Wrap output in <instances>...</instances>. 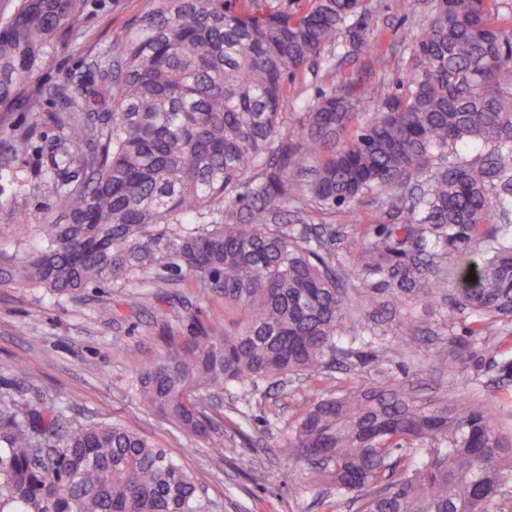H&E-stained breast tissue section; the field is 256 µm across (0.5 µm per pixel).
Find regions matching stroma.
Segmentation results:
<instances>
[{
  "label": "stroma",
  "mask_w": 512,
  "mask_h": 512,
  "mask_svg": "<svg viewBox=\"0 0 512 512\" xmlns=\"http://www.w3.org/2000/svg\"><path fill=\"white\" fill-rule=\"evenodd\" d=\"M158 5V0H86L79 31L60 36L53 66L23 77L12 106L0 107V156L8 152L10 135L17 129L35 128L39 142L55 138L57 129L49 116L56 104L50 88L84 71L87 54L111 46ZM427 19L426 0H366L365 37L384 45L386 60L371 64L368 51L353 55L346 43H339L328 61L301 71L289 83L282 112L303 111L318 91L344 78L361 82L377 100L397 92L409 47ZM12 165L36 186L17 198L11 186L0 181V253L4 255L15 251L13 210L26 211L37 223L53 202L47 185L36 180L40 169L36 151L15 157ZM127 292L140 294L139 307L119 304V297ZM110 298L117 305L111 320L104 323L95 309ZM412 313L429 326V337L416 357L389 353L393 379L418 385L425 394L451 382L464 393L478 388L503 397L512 392V372L502 371L489 359L480 375L460 370L449 360L447 339L442 329L431 325L424 306H415ZM223 315L222 296L204 293L188 282L167 287L150 278L115 282L61 301L35 288L0 286V392H37L64 409L67 419L110 421L146 436L195 477L213 504L212 512H324L314 501L307 463L287 446L290 407L321 391L364 381V367L345 364L318 383L292 378L273 387L260 385L240 432H228L220 447L184 436L132 398L129 383L136 370L182 343L190 319ZM242 453L254 459L252 471L245 475L235 467Z\"/></svg>",
  "instance_id": "obj_1"
}]
</instances>
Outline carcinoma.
Listing matches in <instances>:
<instances>
[{
    "instance_id": "1",
    "label": "carcinoma",
    "mask_w": 512,
    "mask_h": 512,
    "mask_svg": "<svg viewBox=\"0 0 512 512\" xmlns=\"http://www.w3.org/2000/svg\"><path fill=\"white\" fill-rule=\"evenodd\" d=\"M428 4L401 88L376 112L346 80L285 121L288 79L342 34L363 44L351 19L364 0H160L53 87L58 136L41 175L58 219L35 255L0 261V284L57 299L159 269L224 296L231 326L191 319L131 384L187 435L224 439L211 413L228 386L247 409L260 383L327 378L345 340L368 348L366 381L296 403L288 424L289 447L322 456L312 469L328 510L512 512V411L451 385L422 397L386 370L387 343L417 352L419 303L462 365L485 359L470 337L512 323V9ZM82 8L19 0L0 19V106L53 64ZM33 138L14 133L11 152ZM14 220L24 250L29 218ZM211 510L147 438L69 423L37 393L0 395V512Z\"/></svg>"
}]
</instances>
